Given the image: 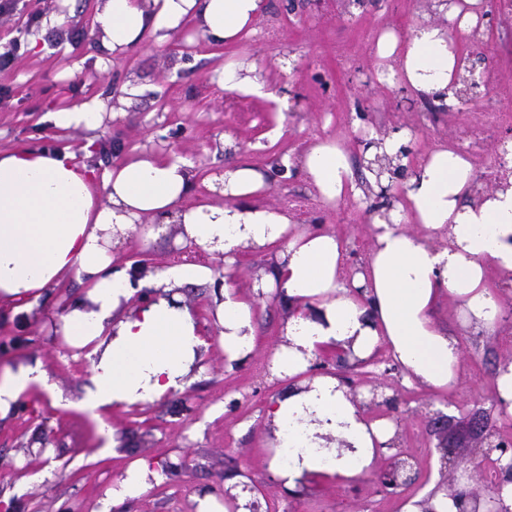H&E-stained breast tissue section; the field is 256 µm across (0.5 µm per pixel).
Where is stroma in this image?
I'll return each instance as SVG.
<instances>
[{
  "mask_svg": "<svg viewBox=\"0 0 512 512\" xmlns=\"http://www.w3.org/2000/svg\"><path fill=\"white\" fill-rule=\"evenodd\" d=\"M99 0H8L0 11V50L16 52L11 70L0 72V152L20 144L47 151L67 150L76 162L112 166L147 151L179 158L195 173L190 202H209L214 175L231 163L270 168L273 159L302 152L319 138L343 141L354 181L366 185L363 127L381 133L409 130L413 155L448 143L469 156L477 175L487 176L495 158L512 155L506 125L485 130L487 110L512 105V0H500L484 31L492 91L472 112H440L431 99L377 81L373 51L380 32L407 36L430 16L427 0H363L358 12L341 0H265L254 31L234 45L202 38L184 24L168 41L130 49L108 68L95 27ZM41 32L46 47L33 53L28 37ZM256 62L274 98L225 90V61ZM136 84L139 93L112 109L114 93ZM289 96V108L278 99ZM105 105L93 132L61 130L46 113L91 99ZM240 144L224 150L225 134ZM300 201L298 225L335 233L351 265H360L372 242L373 226L365 207L354 200L324 204L300 174L272 186L264 203L278 206L281 196ZM489 288L503 316L493 330L462 324L456 301L444 298L435 319L458 339L461 366L456 384L440 393L408 384L403 372L385 373L383 365L346 369L360 393L384 382L396 386L403 448L416 460L417 483L402 498L379 492L373 476L339 484L314 480L290 492L274 479L270 460L274 439L265 409L284 395L290 378L267 362L279 347L288 317L278 302H258L254 311V351L240 369L228 368L224 349L212 343L193 380L165 400L103 410L91 418L62 409L37 388L27 389L12 417L0 421V512H98L107 492L118 487L133 460L160 467L172 459L189 468L164 477L113 512H196L197 499L210 494L224 500L228 478L249 486L261 512H401L405 501L424 499L441 481L479 491L484 487L468 459L476 445L467 419L477 418L512 432V414L495 406L498 370L512 355V284L491 274ZM74 278L48 290L34 311L0 306V363H42L63 397H80L90 376L85 353L68 346L51 316L80 297ZM238 407H230V400ZM431 403L443 415L431 421L418 413ZM114 430L115 445L101 453V427ZM459 448L461 462L443 468L439 440Z\"/></svg>",
  "mask_w": 512,
  "mask_h": 512,
  "instance_id": "stroma-1",
  "label": "stroma"
}]
</instances>
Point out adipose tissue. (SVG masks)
<instances>
[{"label":"adipose tissue","mask_w":512,"mask_h":512,"mask_svg":"<svg viewBox=\"0 0 512 512\" xmlns=\"http://www.w3.org/2000/svg\"><path fill=\"white\" fill-rule=\"evenodd\" d=\"M483 4L438 6V20H424L404 38L385 30L376 41L378 81L428 96L438 107L455 105L470 60L453 32L483 28ZM262 8L263 0H103L95 23L108 56L100 64L109 66L146 41L163 43L188 20L203 36L236 41ZM409 137L406 130L364 131L366 161L384 166L382 174H369V184H389L402 167L412 175L405 204L376 217L372 247L354 272L334 233L299 227L289 212L259 203L269 186L263 169L225 167L216 177L224 203L191 204L193 174L179 159L144 153L99 172L68 152L21 145L0 153V305L37 306L49 288L75 276L85 290L57 324L91 361L79 408L96 415L106 407L154 403L183 388L207 346L180 291L211 283L213 272L187 263L131 280L114 266V236L147 217L178 225L181 237L212 252L274 247L258 288L279 291L288 306L285 343L275 358L297 383L268 412L277 448L270 469L290 492L306 477L360 479L395 430L386 420L363 417L337 378L305 379L317 349L348 345L364 359L382 344L409 382L450 388L460 349L454 333L433 317L439 298L448 294L458 302L463 324L491 330L500 307L489 293L487 270L512 277V167L501 170V189L480 194L468 156L436 147L414 163L403 153ZM280 163L286 172L302 173L324 203L364 195L338 139L317 140ZM411 223L421 225L423 235L408 231ZM429 233L440 235L441 244L429 245ZM144 289L153 290V300L134 304ZM210 300L224 358L234 363L254 345L255 303L227 285L212 290ZM33 384L67 407L41 364L22 365L0 376V420ZM328 434L343 440L344 449L327 446Z\"/></svg>","instance_id":"adipose-tissue-1"}]
</instances>
